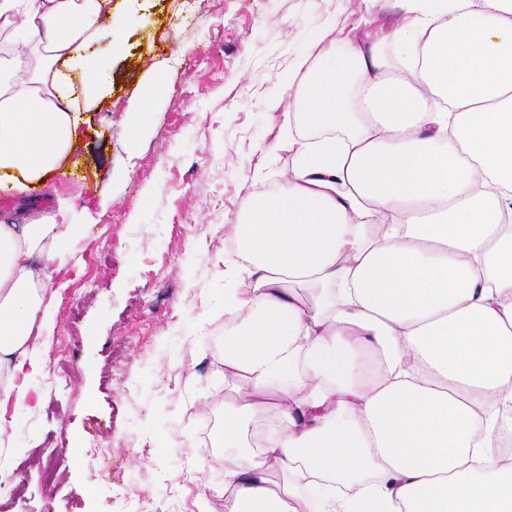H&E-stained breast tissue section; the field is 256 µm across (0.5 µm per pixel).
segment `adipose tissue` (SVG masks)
I'll list each match as a JSON object with an SVG mask.
<instances>
[{
	"mask_svg": "<svg viewBox=\"0 0 512 512\" xmlns=\"http://www.w3.org/2000/svg\"><path fill=\"white\" fill-rule=\"evenodd\" d=\"M0 189L44 186L118 41L111 0H0ZM290 121L285 190L231 227L224 512H512V0H419L349 40ZM94 220L0 221V398L42 372L49 287Z\"/></svg>",
	"mask_w": 512,
	"mask_h": 512,
	"instance_id": "adipose-tissue-1",
	"label": "adipose tissue"
}]
</instances>
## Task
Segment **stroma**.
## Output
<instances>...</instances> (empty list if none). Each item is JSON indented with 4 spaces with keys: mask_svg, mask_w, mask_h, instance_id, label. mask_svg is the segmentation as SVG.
Listing matches in <instances>:
<instances>
[{
    "mask_svg": "<svg viewBox=\"0 0 512 512\" xmlns=\"http://www.w3.org/2000/svg\"><path fill=\"white\" fill-rule=\"evenodd\" d=\"M119 45L94 41L105 74L81 108V137L45 189L0 205L17 223L59 201L100 213L52 288L44 372L24 405L7 402L0 512H224V455L201 410L238 381L224 372L228 227L251 196L282 189L301 130H289L321 56L380 41L416 15L413 0H112ZM166 88L154 121L128 139L152 67ZM66 390L51 378L66 360ZM109 459L88 454L90 442ZM64 451L59 482L42 467Z\"/></svg>",
    "mask_w": 512,
    "mask_h": 512,
    "instance_id": "obj_1",
    "label": "stroma"
}]
</instances>
